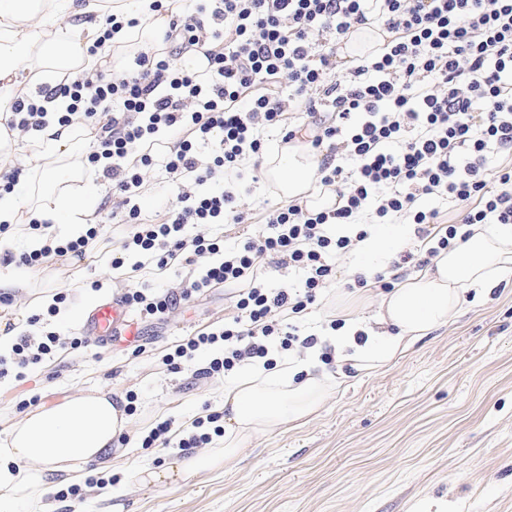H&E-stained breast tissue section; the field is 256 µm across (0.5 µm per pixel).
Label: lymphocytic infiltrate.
<instances>
[{
    "label": "lymphocytic infiltrate",
    "mask_w": 512,
    "mask_h": 512,
    "mask_svg": "<svg viewBox=\"0 0 512 512\" xmlns=\"http://www.w3.org/2000/svg\"><path fill=\"white\" fill-rule=\"evenodd\" d=\"M207 15L217 28H205ZM375 26L382 33L379 47L346 78L337 75L336 52L313 50L312 36L326 33L339 44ZM164 40L203 48L206 67L177 64L168 51L141 52L122 77L100 70L71 85L39 88L37 98L16 100L0 125L10 132L42 130L48 123L44 101L65 98L58 123L90 131L86 167L111 181L129 205L113 269L191 268L183 287L126 291V303L139 316L159 318L217 285L235 286L236 316L177 341L164 359L169 369H184L209 350L212 358L195 376L220 377L247 362L270 370L273 353L316 347L318 335L302 333L283 317L303 313L337 281V257L368 235L354 224L366 209L380 223L399 215L415 226L417 245L396 253L390 273L354 278L355 287L384 291L404 272L458 246L465 228L512 224V163L487 167L489 152L512 154V0H204L195 13L171 15ZM283 78L304 112L293 127L282 124ZM278 125L282 142L301 141L321 155L318 182L335 192L333 206L269 210L261 234L234 249L204 234L185 237L184 229L245 223L235 182L219 193L178 195L163 222H141L133 200L142 171L156 157H164L168 173L201 185L239 170L246 157L263 160L257 130ZM211 142L218 148L201 164L198 147ZM425 196L461 206L460 221L442 222L439 210L420 206ZM30 230L44 243L19 261L37 269L52 256L83 255L100 227L89 225L71 239L51 234L45 221ZM266 259L288 260L303 276L300 287H269L260 272ZM86 344L85 337L64 342L51 331L18 337L11 355H0V378L16 362L37 364ZM223 434L224 416L214 412L189 429L172 419L158 422L141 445L174 442L188 450Z\"/></svg>",
    "instance_id": "obj_1"
}]
</instances>
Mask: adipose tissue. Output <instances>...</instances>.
Listing matches in <instances>:
<instances>
[{"label":"adipose tissue","mask_w":512,"mask_h":512,"mask_svg":"<svg viewBox=\"0 0 512 512\" xmlns=\"http://www.w3.org/2000/svg\"><path fill=\"white\" fill-rule=\"evenodd\" d=\"M154 0H117L121 13L139 25L115 31L111 45L120 52L158 42L166 17ZM102 0H0V111L31 94L36 82L72 84L100 68L87 48L101 35L96 22ZM76 126L49 121L38 136L26 182L0 196V223L29 218L85 223L93 211L85 193L61 168L71 153ZM320 158L299 150L284 155L267 176L291 198L307 195ZM512 276V225L478 224L458 247L441 251L426 269L380 298L373 324L345 320L327 341L342 362L360 371L387 366L416 340L444 326L467 294ZM365 343H357V333ZM320 348L302 360L273 370L252 368L224 385V445L176 458L164 469L136 472L140 485L175 483L228 465L251 435L304 420L316 412L336 377L321 370ZM127 426L112 390L73 395L49 409L26 415L0 443V501L38 495L47 478L97 460Z\"/></svg>","instance_id":"obj_1"}]
</instances>
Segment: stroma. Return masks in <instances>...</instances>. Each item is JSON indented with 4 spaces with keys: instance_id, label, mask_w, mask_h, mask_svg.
Listing matches in <instances>:
<instances>
[{
    "instance_id": "35a3bbf8",
    "label": "stroma",
    "mask_w": 512,
    "mask_h": 512,
    "mask_svg": "<svg viewBox=\"0 0 512 512\" xmlns=\"http://www.w3.org/2000/svg\"><path fill=\"white\" fill-rule=\"evenodd\" d=\"M253 159L243 162L240 205L245 224L214 225L226 246L258 234L262 216L288 205L265 176L251 178ZM191 181H172L162 161L143 173L135 199L150 224ZM91 255L61 257L46 270L18 266L14 258L32 242L12 232L0 252V274L19 280L13 303L0 306V320L15 334L55 332L68 338L85 295L103 300L128 288H176L188 276L175 265L163 274L145 269L113 278L106 256L117 233L103 214ZM67 296L58 315L31 324L52 293ZM379 309L373 291L329 286L302 313L306 332L328 333L336 314L372 319ZM236 313L223 287L210 289L164 320L143 323V351L118 344L68 350L27 370L24 380L0 381V438L25 415L19 403L39 395V409L78 392L112 389L137 396L129 415L126 446L110 448L93 466L56 475L59 486H84L90 471L113 476L102 490L59 503L41 494L16 500L4 512H512V278L486 290L481 301L462 305L448 325L416 341L388 366L360 373L343 366L337 385L308 420L253 435L227 467L179 484L128 488L137 469L173 460L170 449L142 448L137 440L152 421L191 425L221 410L223 378L193 379L161 362L170 344L206 327L222 326Z\"/></svg>"
}]
</instances>
